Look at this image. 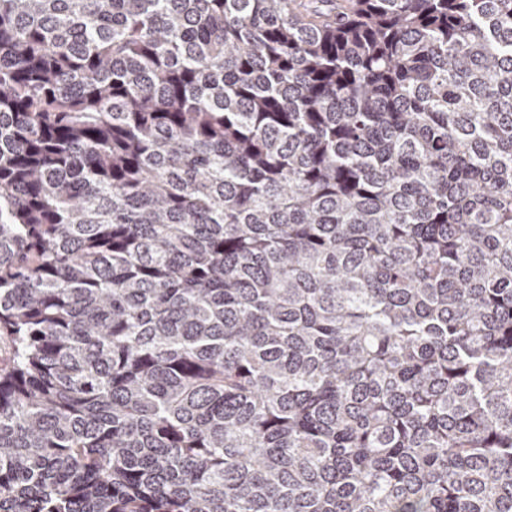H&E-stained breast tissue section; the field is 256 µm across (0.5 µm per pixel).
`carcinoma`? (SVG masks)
Masks as SVG:
<instances>
[{
  "label": "carcinoma",
  "instance_id": "obj_1",
  "mask_svg": "<svg viewBox=\"0 0 512 512\" xmlns=\"http://www.w3.org/2000/svg\"><path fill=\"white\" fill-rule=\"evenodd\" d=\"M0 512H512V0H0Z\"/></svg>",
  "mask_w": 512,
  "mask_h": 512
}]
</instances>
